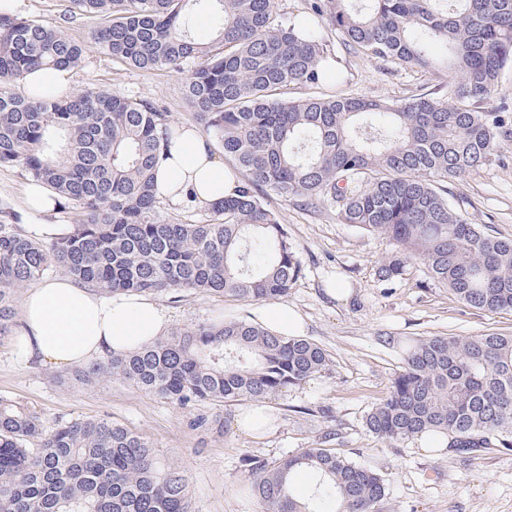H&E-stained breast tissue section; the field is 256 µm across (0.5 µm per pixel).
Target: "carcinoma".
Instances as JSON below:
<instances>
[{"mask_svg": "<svg viewBox=\"0 0 512 512\" xmlns=\"http://www.w3.org/2000/svg\"><path fill=\"white\" fill-rule=\"evenodd\" d=\"M346 50L448 74L444 98H279L319 84L332 53L320 27L280 17L279 0H70L100 20L91 43L144 71L188 65L184 98L244 179L198 217H164L155 167L169 115L91 84L67 96L8 90L42 67L79 65L86 44L58 26L0 12V167L23 168L75 204L81 219L45 243L0 224V342L17 290L63 269L105 292L192 290L264 302L288 293L302 264L261 196L333 208L340 222L389 238L383 281L421 264L465 305L512 311V238L471 224L444 183L485 164L512 135V111H479L512 67V0H307ZM382 343L401 355L389 395L365 416L400 443L447 437L461 455L512 450V334L420 336ZM318 344L226 319L180 328L77 371L109 375L181 407L259 402L329 370ZM265 512H380L386 480L332 448L246 459ZM0 512H192L189 481L156 465L149 443L107 418L47 433L0 397Z\"/></svg>", "mask_w": 512, "mask_h": 512, "instance_id": "1", "label": "carcinoma"}]
</instances>
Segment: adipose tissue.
<instances>
[{"label":"adipose tissue","instance_id":"obj_1","mask_svg":"<svg viewBox=\"0 0 512 512\" xmlns=\"http://www.w3.org/2000/svg\"><path fill=\"white\" fill-rule=\"evenodd\" d=\"M155 183L160 198L177 203L192 196L204 206L222 201L237 187L207 139L190 125L161 156ZM170 324V313L151 295L106 293L60 277L26 293L14 353L23 366H81L103 355L136 351L165 336Z\"/></svg>","mask_w":512,"mask_h":512}]
</instances>
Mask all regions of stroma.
<instances>
[{
    "label": "stroma",
    "mask_w": 512,
    "mask_h": 512,
    "mask_svg": "<svg viewBox=\"0 0 512 512\" xmlns=\"http://www.w3.org/2000/svg\"><path fill=\"white\" fill-rule=\"evenodd\" d=\"M68 6V0H26L21 15L85 40L92 21L65 19ZM323 36L338 58L335 67L318 87L289 90V98L341 95L399 103L446 91V73L362 58L347 52L334 30L324 29ZM186 77L183 71L145 72L120 64L91 46L71 69L69 87L96 84L117 96L146 100L168 113L172 125L184 126L195 122L184 100ZM30 182L21 167H0V223L27 229L77 220L78 210L67 200L56 210L31 214ZM448 198L470 223L512 238V139L501 142L485 165L449 183ZM267 205L279 213L303 266L280 302L301 316L304 338L324 348L331 364L326 374L263 400L271 416L265 431L239 427L241 402L183 408L119 379L83 382L72 367H20L7 341L0 343V396L37 412L47 431L99 417L133 429L157 458L187 472L194 512H262L260 501L245 490L250 482L245 457L277 460L315 447L335 449L354 462L371 461L389 486L382 512H512V451L489 449L466 459L445 448H423L416 437L391 444L365 426L367 412L386 397L401 366L399 354L384 347L381 337L512 333V312L464 305L417 264L402 279L381 281L377 269L393 250L388 238L340 223L328 208L304 210L275 198ZM332 285L337 291L331 295ZM157 300L172 309L176 329L252 319L259 309L255 302L193 291L164 293ZM198 416L208 420L207 428H191Z\"/></svg>",
    "instance_id": "obj_1"
}]
</instances>
